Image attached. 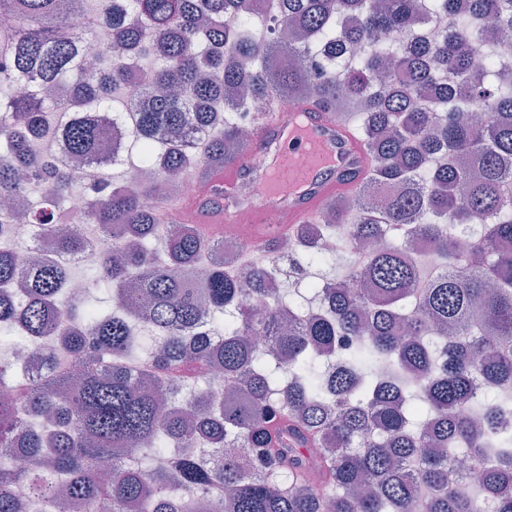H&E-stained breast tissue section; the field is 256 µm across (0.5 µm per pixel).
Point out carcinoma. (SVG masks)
Wrapping results in <instances>:
<instances>
[{
    "instance_id": "cac0c4a2",
    "label": "carcinoma",
    "mask_w": 512,
    "mask_h": 512,
    "mask_svg": "<svg viewBox=\"0 0 512 512\" xmlns=\"http://www.w3.org/2000/svg\"><path fill=\"white\" fill-rule=\"evenodd\" d=\"M0 13L13 17L0 200L33 196L25 222L63 257L84 250L82 225L112 231L78 297L71 267L0 243V358L24 336L53 367L0 363V512H203L211 499L224 512H512V456L489 448L512 394V43L496 39L512 0H0ZM422 17L437 27L417 47ZM145 67L157 91L113 109ZM250 98L268 99L255 130L288 102L347 113L369 169L267 240L264 261L193 281L215 243L156 212L169 177L193 168L202 203L253 191L272 139L234 188L204 178L252 144L233 118ZM98 112L127 128L116 159ZM43 130L86 183L34 153ZM131 167L151 178L129 182ZM289 241L307 275L358 260L308 281L299 304L275 280ZM138 327L154 337L143 356ZM212 365L222 388L201 378Z\"/></svg>"
}]
</instances>
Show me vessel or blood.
Segmentation results:
<instances>
[{
	"label": "vessel or blood",
	"instance_id": "vessel-or-blood-1",
	"mask_svg": "<svg viewBox=\"0 0 512 512\" xmlns=\"http://www.w3.org/2000/svg\"><path fill=\"white\" fill-rule=\"evenodd\" d=\"M257 137L275 139L279 147L251 204L259 245L307 223L336 195L353 190L368 169L367 154L349 124L316 105L277 108ZM273 207L282 212L274 225L268 221Z\"/></svg>",
	"mask_w": 512,
	"mask_h": 512
}]
</instances>
